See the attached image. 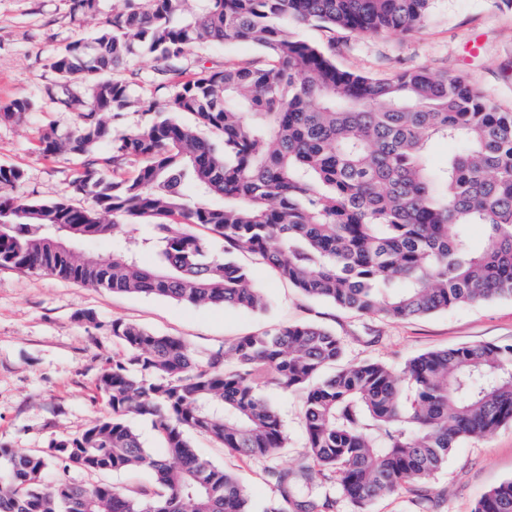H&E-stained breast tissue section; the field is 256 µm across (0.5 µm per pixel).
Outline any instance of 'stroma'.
<instances>
[{"label": "stroma", "mask_w": 512, "mask_h": 512, "mask_svg": "<svg viewBox=\"0 0 512 512\" xmlns=\"http://www.w3.org/2000/svg\"><path fill=\"white\" fill-rule=\"evenodd\" d=\"M114 3L100 0L98 12L76 16L71 0H0V108L20 98L34 104L22 118L0 121V166L24 173L14 190L19 198H66L77 207L92 205L72 191L82 158L46 155L40 137L49 128L69 132L78 121L77 108L63 107L48 93L58 81L52 58L71 42L88 38L111 15ZM295 32L307 42L332 45V58L341 69L377 77L412 68L461 74L500 105L512 108V10L496 8L492 0H433L429 22L410 34L350 35L312 25L298 26ZM258 55L250 44L216 42L190 49L180 65L192 73ZM156 66L151 55L143 54L126 70L143 105L112 119L114 134L133 132L162 111L166 93L152 80ZM238 260L262 288L269 303L266 311L113 293L0 266V445L24 453L41 451L54 440L79 435L100 415L106 398L95 383L120 350L111 331L116 319L180 337L199 352L250 333L312 322L345 336V363L376 359L397 370L432 349L512 343V299L411 320L362 317L303 296L253 254H239ZM266 394L288 435L278 463L295 468L305 455L301 396L274 388ZM194 443L200 455L237 474L253 504L273 498L265 460L240 458L201 436ZM64 474L78 483H107L127 490L154 485L151 473L144 470L90 475L64 471L58 463L49 466L45 480L51 483ZM509 479L512 426L459 444L430 484L399 490L373 504L371 512H421L425 496L431 500L430 512H471L487 489Z\"/></svg>", "instance_id": "35a3bbf8"}]
</instances>
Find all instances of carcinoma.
Listing matches in <instances>:
<instances>
[{"mask_svg":"<svg viewBox=\"0 0 512 512\" xmlns=\"http://www.w3.org/2000/svg\"><path fill=\"white\" fill-rule=\"evenodd\" d=\"M431 0H124L103 28L57 54L48 93L85 100L68 134L44 133L48 156L85 158L73 181L92 210L24 200L22 170L0 166V265L114 293L257 310L265 296L241 252L260 257L307 297L361 316L403 320L454 306L512 299V109L462 75L403 70L374 78L342 70L293 27L353 34L411 33ZM248 42L263 59L184 76L186 52ZM143 50L158 63L169 115L116 138L104 119L138 104L119 77ZM16 99L7 120L31 111ZM190 115L193 123L181 121ZM453 146L441 166L427 146ZM103 145L111 147L99 156ZM135 167L127 179L107 171ZM155 217L106 257L60 250L109 238L106 217ZM482 224L480 251L468 228ZM224 239L205 255L191 232ZM150 254L153 261L143 256ZM122 354L97 378L106 411L41 453L0 448V512H254L236 475L195 448L200 434L244 458L265 459L277 491L261 512H288L313 474L363 510L423 485L459 443L512 425V344L430 350L398 372L382 361L342 368L346 339L317 323L290 324L197 352L178 336L112 321ZM302 396L307 464H277L288 447L267 387ZM151 420L162 448H145L129 417ZM51 462L87 474L146 470L157 488L136 495L104 483L42 480ZM472 512H512V479Z\"/></svg>","mask_w":512,"mask_h":512,"instance_id":"1","label":"carcinoma"}]
</instances>
